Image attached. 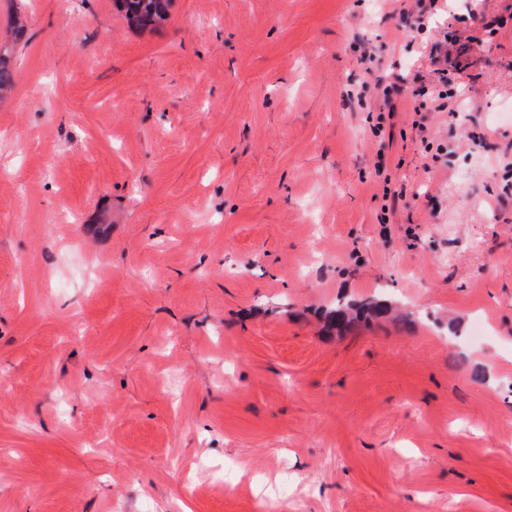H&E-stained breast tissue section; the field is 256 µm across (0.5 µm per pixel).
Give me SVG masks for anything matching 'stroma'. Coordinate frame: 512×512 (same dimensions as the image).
<instances>
[{
	"mask_svg": "<svg viewBox=\"0 0 512 512\" xmlns=\"http://www.w3.org/2000/svg\"><path fill=\"white\" fill-rule=\"evenodd\" d=\"M15 3L0 512H512V0ZM172 0H113L112 7L135 31L154 30L165 22ZM354 304L338 302L336 309L330 311L327 316V331H335L337 334L345 333L358 318L365 315L374 318H383L390 313V306L385 301H371L356 308ZM353 313L355 316H353Z\"/></svg>",
	"mask_w": 512,
	"mask_h": 512,
	"instance_id": "1",
	"label": "stroma"
}]
</instances>
